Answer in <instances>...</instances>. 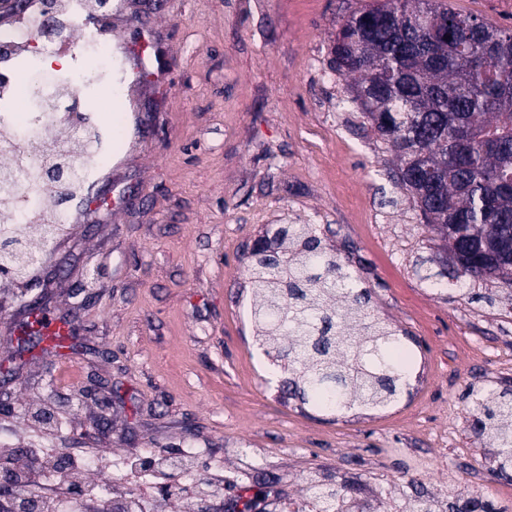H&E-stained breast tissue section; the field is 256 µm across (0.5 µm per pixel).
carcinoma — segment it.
Masks as SVG:
<instances>
[{
  "label": "carcinoma",
  "instance_id": "1",
  "mask_svg": "<svg viewBox=\"0 0 512 512\" xmlns=\"http://www.w3.org/2000/svg\"><path fill=\"white\" fill-rule=\"evenodd\" d=\"M330 67L371 128L394 154L393 179L433 229L455 233L481 259L485 243L512 256V29L455 11L449 0H378L338 22ZM29 179L12 197L44 189L53 217L71 202L63 174L65 142L32 162L23 137L0 139ZM0 257V274L24 277L34 258L14 236ZM256 304L251 311L260 345L288 375L285 385L302 403L332 415L356 408L381 410L404 394L410 365L401 338L372 313L370 291L326 250L314 224H294L269 268H246ZM477 432L496 448L498 473L512 472V391L492 404L476 402ZM317 512H352L348 492L330 483L309 485ZM480 494L454 498L448 512H494Z\"/></svg>",
  "mask_w": 512,
  "mask_h": 512
}]
</instances>
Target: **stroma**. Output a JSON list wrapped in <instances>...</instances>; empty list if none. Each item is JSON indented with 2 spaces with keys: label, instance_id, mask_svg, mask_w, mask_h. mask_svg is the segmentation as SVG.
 Returning <instances> with one entry per match:
<instances>
[{
  "label": "stroma",
  "instance_id": "35a3bbf8",
  "mask_svg": "<svg viewBox=\"0 0 512 512\" xmlns=\"http://www.w3.org/2000/svg\"><path fill=\"white\" fill-rule=\"evenodd\" d=\"M104 40L128 81L101 180L32 275L0 284V433L105 466L156 452L146 483L212 486L208 512L266 495L295 512L308 481L355 485L367 512H435L477 492L512 512V478L472 431L473 404L512 389V287L433 288L442 243L394 185L391 153L329 68L336 23L363 0H114ZM313 224L418 362L383 411L330 415L251 368L250 248ZM71 327L22 336L29 301Z\"/></svg>",
  "mask_w": 512,
  "mask_h": 512
}]
</instances>
